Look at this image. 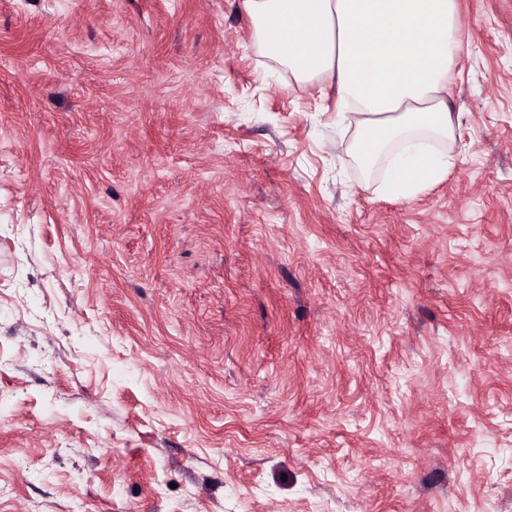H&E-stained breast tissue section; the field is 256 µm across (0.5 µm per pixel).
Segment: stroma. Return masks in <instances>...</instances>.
Instances as JSON below:
<instances>
[{"mask_svg": "<svg viewBox=\"0 0 512 512\" xmlns=\"http://www.w3.org/2000/svg\"><path fill=\"white\" fill-rule=\"evenodd\" d=\"M382 195L239 0H0V512H512V0Z\"/></svg>", "mask_w": 512, "mask_h": 512, "instance_id": "1", "label": "stroma"}]
</instances>
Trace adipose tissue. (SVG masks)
<instances>
[{
    "label": "adipose tissue",
    "mask_w": 512,
    "mask_h": 512,
    "mask_svg": "<svg viewBox=\"0 0 512 512\" xmlns=\"http://www.w3.org/2000/svg\"><path fill=\"white\" fill-rule=\"evenodd\" d=\"M260 53L295 81L334 87L357 116L366 168L393 155L382 185L411 200L447 176L460 120L448 78L461 48L463 0H241Z\"/></svg>",
    "instance_id": "1"
}]
</instances>
